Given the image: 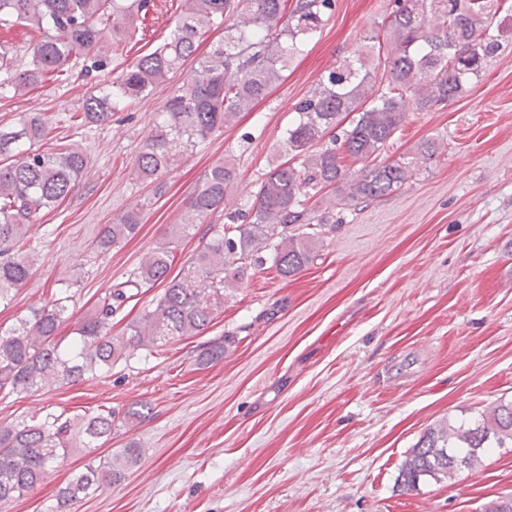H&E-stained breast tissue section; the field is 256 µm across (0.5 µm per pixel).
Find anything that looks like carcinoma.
I'll return each mask as SVG.
<instances>
[{"label": "carcinoma", "instance_id": "obj_1", "mask_svg": "<svg viewBox=\"0 0 512 512\" xmlns=\"http://www.w3.org/2000/svg\"><path fill=\"white\" fill-rule=\"evenodd\" d=\"M499 0H394L368 44L344 60L295 107L297 121L281 142L289 160L257 180L244 203L224 213L217 231L171 275L176 240L195 235L208 215L223 208L237 182L226 158L213 164L185 204L171 239L155 247L125 280L112 285L76 329L72 343L58 338L67 319V290L28 319L0 328V390L29 393L69 383L112 364L129 352L160 350L166 342L198 336L224 307L226 289L248 271L272 262L293 277L319 256V238L305 227L326 225L324 191L339 192L344 204L380 199L403 186L416 165L437 152L432 141L392 163L378 161L403 125L407 112L446 106L481 77L501 47L492 31ZM174 29L152 51L140 54L115 78L97 82L81 104V122L103 123L178 75L181 85L166 100L162 120L140 148L132 179L160 180L188 152L224 129L240 112H251L282 79L288 60L319 35L336 0H182ZM152 0H0V100L25 94L45 80L80 77L112 63V48L136 32ZM222 36L202 48L205 35ZM29 37L26 54L12 44ZM194 66L185 69L187 63ZM51 119L22 116L0 127V303L32 274L30 237L43 227L45 212L72 196L87 169L83 152L67 144L43 148ZM366 161L358 174L348 162ZM135 206L104 226L95 240L100 254L139 231ZM163 291L124 336L112 335V319L143 288ZM112 408L90 414L31 415L0 426V508L41 484L73 449L90 448L112 435ZM512 447V400L492 406L473 423L448 421L429 428L401 465L400 485L413 490L431 478L451 480L482 462L487 448ZM142 458L126 448L88 464L58 491L60 506L122 477Z\"/></svg>", "mask_w": 512, "mask_h": 512}]
</instances>
